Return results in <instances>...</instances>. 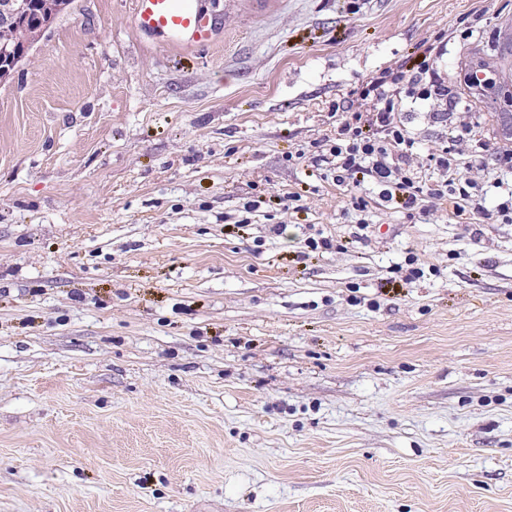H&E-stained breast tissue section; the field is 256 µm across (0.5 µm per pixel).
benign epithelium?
I'll return each instance as SVG.
<instances>
[{"label":"benign epithelium","mask_w":512,"mask_h":512,"mask_svg":"<svg viewBox=\"0 0 512 512\" xmlns=\"http://www.w3.org/2000/svg\"><path fill=\"white\" fill-rule=\"evenodd\" d=\"M72 0H0V83L9 80L35 40Z\"/></svg>","instance_id":"benign-epithelium-1"}]
</instances>
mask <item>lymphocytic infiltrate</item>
Instances as JSON below:
<instances>
[{
	"label": "lymphocytic infiltrate",
	"mask_w": 512,
	"mask_h": 512,
	"mask_svg": "<svg viewBox=\"0 0 512 512\" xmlns=\"http://www.w3.org/2000/svg\"><path fill=\"white\" fill-rule=\"evenodd\" d=\"M429 74L430 65L423 60L409 78L386 71L371 80L368 89L373 92L378 106V129L374 132L364 129L357 112L344 119L331 150L336 182L354 186L359 176H367L378 187L382 201L407 211L417 210L424 201L445 200L455 216L484 213L482 181L464 172L451 155L438 157V180H420L415 172L414 141L397 119L402 100L394 97L390 88L403 81L407 84V97L412 100L447 104V87L430 80Z\"/></svg>",
	"instance_id": "lymphocytic-infiltrate-1"
}]
</instances>
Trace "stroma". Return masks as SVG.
Segmentation results:
<instances>
[{"instance_id":"stroma-1","label":"stroma","mask_w":512,"mask_h":512,"mask_svg":"<svg viewBox=\"0 0 512 512\" xmlns=\"http://www.w3.org/2000/svg\"><path fill=\"white\" fill-rule=\"evenodd\" d=\"M203 5L227 34L183 56L74 0L0 84V512H512L497 192L358 242L320 160L429 45L469 112L404 109L426 176L498 171L512 97L469 74L512 0Z\"/></svg>"}]
</instances>
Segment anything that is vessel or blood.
Returning <instances> with one entry per match:
<instances>
[{
	"instance_id": "1",
	"label": "vessel or blood",
	"mask_w": 512,
	"mask_h": 512,
	"mask_svg": "<svg viewBox=\"0 0 512 512\" xmlns=\"http://www.w3.org/2000/svg\"><path fill=\"white\" fill-rule=\"evenodd\" d=\"M134 24L150 40H160L169 50L191 54L219 38L216 17L199 0H135ZM497 52L490 66L502 82L512 81V16L496 24Z\"/></svg>"
}]
</instances>
